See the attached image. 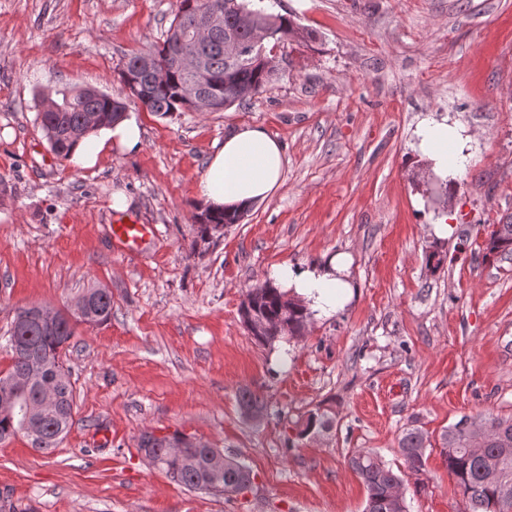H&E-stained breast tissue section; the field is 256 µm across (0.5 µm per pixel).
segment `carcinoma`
<instances>
[{
	"label": "carcinoma",
	"mask_w": 512,
	"mask_h": 512,
	"mask_svg": "<svg viewBox=\"0 0 512 512\" xmlns=\"http://www.w3.org/2000/svg\"><path fill=\"white\" fill-rule=\"evenodd\" d=\"M218 10L224 14V29L209 33L188 46V50L205 62L212 83L204 92L209 99L208 111L222 112L235 103H243L238 88H248L258 94L265 89L274 72L272 59L265 55V43L299 37L298 26L282 15L265 13L257 18L253 29L239 32L242 52L232 62L224 55V32L237 29L239 15L252 8L245 0H179L168 31L151 52L160 64L169 66L166 79L155 82L138 66L140 56L128 58L121 70V79L129 97L139 101L149 112L167 115L171 112L196 111L194 103L184 95L190 75L174 66L173 60L182 49L176 34L193 27L198 13ZM61 100L40 96L37 101V121L50 151L60 159L71 156L74 147L84 138L114 124L124 117L126 103L92 88L78 91H59ZM239 214L205 209L198 216L203 226L236 224ZM512 255V221L499 224L485 242L483 258ZM284 293L266 282L248 291L243 305L246 314L258 325L252 333L261 345H272L280 335L281 322L301 330L311 312L303 301L285 302ZM38 306L20 308L7 331V347L12 365L8 375L24 381L12 395H0V442L19 433H27L23 408L35 403L40 382L26 379L29 365L35 361L47 363L46 374L58 378L57 405L41 416L37 435L30 436L34 448L51 451L59 446L73 424L74 394L69 375L61 361V348L74 336L70 319L60 313L53 327L38 321ZM112 317V295L105 289L89 290L77 302L76 319L88 324H103ZM239 402L246 413L263 409L262 399L249 389L239 393ZM484 426L482 454L471 448L472 423L463 418L441 434V456L462 495L460 512H512V417L484 416L478 419ZM183 444L181 456L169 455L172 443ZM430 440L419 427H407L399 439V452L405 468L419 474ZM139 449L152 456L154 466L172 482L189 490L200 491L209 481H217L229 498L250 487L252 472L244 461L229 458L223 471L210 466L211 446L183 434L156 436L141 435ZM349 465L367 491L364 512H407L404 498H396L392 489L404 485V477L388 467L376 454L364 452L353 456Z\"/></svg>",
	"instance_id": "obj_1"
}]
</instances>
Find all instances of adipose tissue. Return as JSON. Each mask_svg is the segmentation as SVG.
<instances>
[{"mask_svg": "<svg viewBox=\"0 0 512 512\" xmlns=\"http://www.w3.org/2000/svg\"><path fill=\"white\" fill-rule=\"evenodd\" d=\"M141 144L140 128L132 119L122 120L104 131L95 143L79 144L73 155L79 163L91 165L105 146L131 152ZM416 150L427 157L434 172L448 173V124L429 121L416 131ZM287 160L281 143L262 127L243 124L225 134L224 143L213 153L199 184L206 205L229 213H242L269 199L280 187ZM272 278L283 289L303 297L316 316L335 313L353 295L349 262L330 257L321 265L293 269L277 268Z\"/></svg>", "mask_w": 512, "mask_h": 512, "instance_id": "adipose-tissue-1", "label": "adipose tissue"}]
</instances>
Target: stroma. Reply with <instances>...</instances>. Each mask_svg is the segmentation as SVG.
I'll list each match as a JSON object with an SVG mask.
<instances>
[{
  "instance_id": "1",
  "label": "stroma",
  "mask_w": 512,
  "mask_h": 512,
  "mask_svg": "<svg viewBox=\"0 0 512 512\" xmlns=\"http://www.w3.org/2000/svg\"><path fill=\"white\" fill-rule=\"evenodd\" d=\"M176 4L0 0V376L19 308L70 316L89 289L112 295L110 321L75 323L62 353L75 394L63 442H0V507L363 512L351 456L397 467L410 424L435 439L466 416H512V258H482L488 232L512 220V0H265L303 33L266 43L267 89L223 112L160 116L119 73L163 39ZM86 87L126 101L139 150L102 151L91 168L51 153L37 95ZM427 119L447 120L462 150L445 179L414 148ZM241 123L282 143L283 183L200 234L207 160ZM120 192L156 230L134 257L112 249ZM443 216L438 238L429 226ZM335 254L352 260L350 303L259 345L239 314L248 290ZM245 388L261 420L241 410ZM318 411L331 427L300 437ZM146 431L241 458L250 489L229 500L170 482L138 450ZM404 492L408 512H459L438 451Z\"/></svg>"
}]
</instances>
